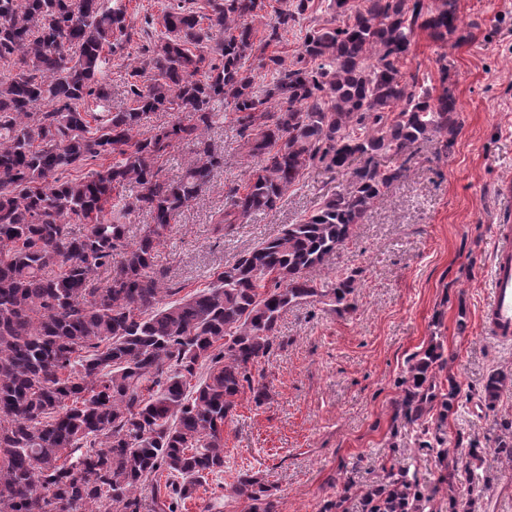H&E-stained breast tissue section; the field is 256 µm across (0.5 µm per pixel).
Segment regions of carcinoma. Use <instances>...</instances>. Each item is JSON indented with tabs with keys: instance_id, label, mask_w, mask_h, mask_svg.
Returning <instances> with one entry per match:
<instances>
[{
	"instance_id": "cac0c4a2",
	"label": "carcinoma",
	"mask_w": 512,
	"mask_h": 512,
	"mask_svg": "<svg viewBox=\"0 0 512 512\" xmlns=\"http://www.w3.org/2000/svg\"><path fill=\"white\" fill-rule=\"evenodd\" d=\"M266 21V0H208L199 15L178 3L164 12L165 36L133 68L135 107L80 110L107 99L98 75L127 11L104 0H0V512H142L137 491L166 477L161 512H179L208 476L224 470V423L248 391L266 386L252 369L267 357L289 308L328 299L355 308L354 279L319 286L306 269L340 250L352 227L395 183L406 179L420 145L458 130L456 101L415 92L400 61L416 27L440 41L457 28L452 0L423 12L422 0H364L348 20L308 34L292 63L268 57L271 80L254 91L245 60L280 42L309 8ZM268 27L253 41L255 23ZM221 35L215 40V35ZM222 64L204 69V50ZM232 106L245 156L256 161L243 190L213 218V233L273 210L303 172L321 164L350 174L348 187L299 224L285 226L215 273L203 289L166 302L167 273L157 248L171 221L212 186L224 156L205 134ZM190 115L141 137L149 114ZM194 157L177 181L159 177L177 143ZM84 166L86 176L72 175ZM134 200L104 218L119 186ZM153 223L126 241L120 223L133 209ZM87 225L75 235L72 225ZM111 279L97 286L98 269ZM431 348L409 369L398 411L410 423L437 398L427 374ZM512 388L491 375L488 405ZM71 458L62 460L63 451ZM416 491L398 468L376 485ZM234 492L251 512H273L258 480L240 476Z\"/></svg>"
}]
</instances>
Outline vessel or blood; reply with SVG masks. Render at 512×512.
Masks as SVG:
<instances>
[{
	"label": "vessel or blood",
	"instance_id": "obj_1",
	"mask_svg": "<svg viewBox=\"0 0 512 512\" xmlns=\"http://www.w3.org/2000/svg\"><path fill=\"white\" fill-rule=\"evenodd\" d=\"M483 317L487 335L502 343L512 341V241L507 239L495 250Z\"/></svg>",
	"mask_w": 512,
	"mask_h": 512
}]
</instances>
